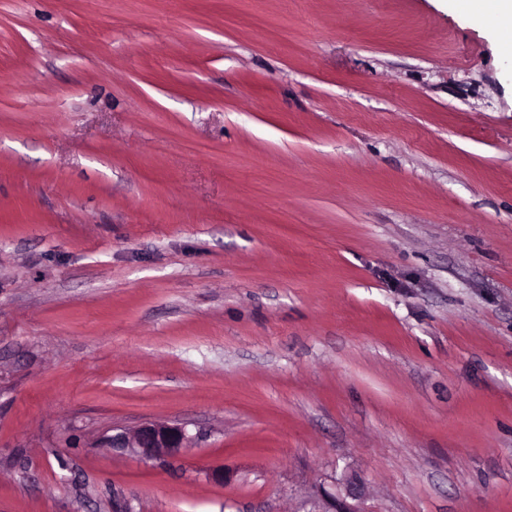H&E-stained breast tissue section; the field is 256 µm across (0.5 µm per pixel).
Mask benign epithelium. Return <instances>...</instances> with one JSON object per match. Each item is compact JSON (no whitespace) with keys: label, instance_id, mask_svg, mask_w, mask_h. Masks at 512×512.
<instances>
[{"label":"benign epithelium","instance_id":"obj_1","mask_svg":"<svg viewBox=\"0 0 512 512\" xmlns=\"http://www.w3.org/2000/svg\"><path fill=\"white\" fill-rule=\"evenodd\" d=\"M112 431L113 434L103 436L102 446L128 450L147 459L175 456L189 442L183 425L167 421H147L132 431L114 427ZM331 483V491L321 484L316 486L306 496L300 512H377L357 475L334 476Z\"/></svg>","mask_w":512,"mask_h":512}]
</instances>
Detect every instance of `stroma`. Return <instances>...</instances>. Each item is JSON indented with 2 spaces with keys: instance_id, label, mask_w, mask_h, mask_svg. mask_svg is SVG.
<instances>
[{
  "instance_id": "1",
  "label": "stroma",
  "mask_w": 512,
  "mask_h": 512,
  "mask_svg": "<svg viewBox=\"0 0 512 512\" xmlns=\"http://www.w3.org/2000/svg\"><path fill=\"white\" fill-rule=\"evenodd\" d=\"M511 58L473 0H0V512H512ZM188 442L185 427L167 421H147L132 431L112 427V435L101 441L103 447L129 450L147 459L175 456L188 448ZM330 478L334 490L328 491L321 484L316 486L303 501L304 508L298 512H377L369 503L365 486L357 475Z\"/></svg>"
}]
</instances>
